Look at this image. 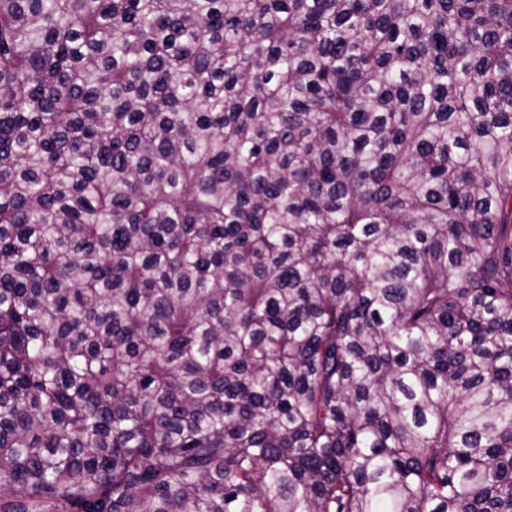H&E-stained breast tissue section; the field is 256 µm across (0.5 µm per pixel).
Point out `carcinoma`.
<instances>
[{"mask_svg":"<svg viewBox=\"0 0 512 512\" xmlns=\"http://www.w3.org/2000/svg\"><path fill=\"white\" fill-rule=\"evenodd\" d=\"M512 512V0H0V512Z\"/></svg>","mask_w":512,"mask_h":512,"instance_id":"carcinoma-1","label":"carcinoma"}]
</instances>
